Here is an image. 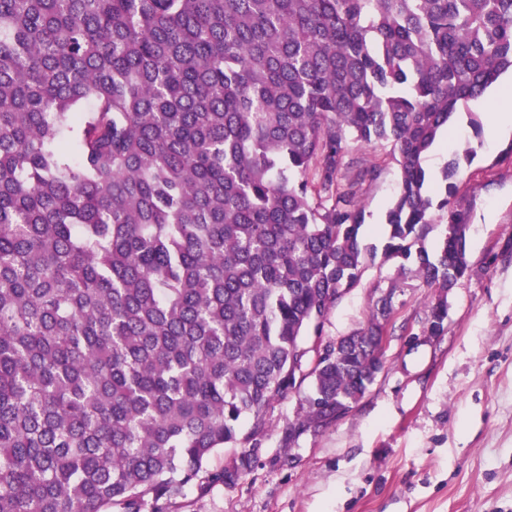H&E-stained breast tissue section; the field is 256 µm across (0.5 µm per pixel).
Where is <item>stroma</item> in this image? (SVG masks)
<instances>
[{
	"label": "stroma",
	"instance_id": "stroma-1",
	"mask_svg": "<svg viewBox=\"0 0 512 512\" xmlns=\"http://www.w3.org/2000/svg\"><path fill=\"white\" fill-rule=\"evenodd\" d=\"M511 102L495 86L455 115L450 138L424 161L433 182L471 141L470 113ZM511 147V137L498 140L460 166L454 201L469 212L471 272L448 294L445 335L423 333L431 290L377 255L323 327L324 338L347 335L380 291L397 287L383 369L365 397L287 450L281 428L311 388L297 376L272 404L250 474L232 486H190L171 512H512V163L502 158ZM350 156L375 172L362 187L364 240L383 247L398 153L356 144Z\"/></svg>",
	"mask_w": 512,
	"mask_h": 512
}]
</instances>
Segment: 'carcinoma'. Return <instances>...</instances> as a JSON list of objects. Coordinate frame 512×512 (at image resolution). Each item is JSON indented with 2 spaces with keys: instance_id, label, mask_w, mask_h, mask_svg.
Listing matches in <instances>:
<instances>
[{
  "instance_id": "cac0c4a2",
  "label": "carcinoma",
  "mask_w": 512,
  "mask_h": 512,
  "mask_svg": "<svg viewBox=\"0 0 512 512\" xmlns=\"http://www.w3.org/2000/svg\"><path fill=\"white\" fill-rule=\"evenodd\" d=\"M509 70L512 0H0V512H169L250 473L376 256L353 143L398 152L384 257L444 335L468 212L459 160L440 198L423 162ZM395 292L325 341L283 447L368 392Z\"/></svg>"
}]
</instances>
